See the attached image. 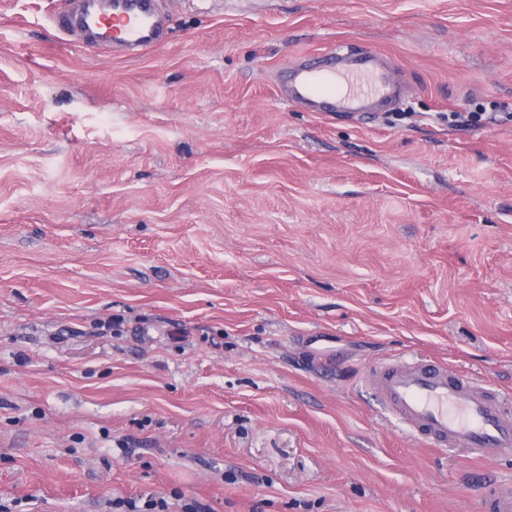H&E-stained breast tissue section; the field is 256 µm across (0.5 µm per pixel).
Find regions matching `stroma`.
Returning a JSON list of instances; mask_svg holds the SVG:
<instances>
[{
  "label": "stroma",
  "mask_w": 512,
  "mask_h": 512,
  "mask_svg": "<svg viewBox=\"0 0 512 512\" xmlns=\"http://www.w3.org/2000/svg\"><path fill=\"white\" fill-rule=\"evenodd\" d=\"M73 4L0 0V503L480 512L512 458L415 442L366 376L512 396V0H161L133 58ZM329 48L400 99L286 100Z\"/></svg>",
  "instance_id": "stroma-1"
}]
</instances>
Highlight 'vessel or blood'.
<instances>
[{
    "instance_id": "obj_1",
    "label": "vessel or blood",
    "mask_w": 512,
    "mask_h": 512,
    "mask_svg": "<svg viewBox=\"0 0 512 512\" xmlns=\"http://www.w3.org/2000/svg\"><path fill=\"white\" fill-rule=\"evenodd\" d=\"M65 24L137 55L161 40L165 17L158 0H78ZM289 97L321 100L328 111H371L397 89L376 57L328 55L320 63L290 67ZM402 431L433 448L461 446L483 457L512 453V403L487 385L453 373L444 364L414 358L374 368L367 376ZM481 512H512V483L484 478Z\"/></svg>"
}]
</instances>
